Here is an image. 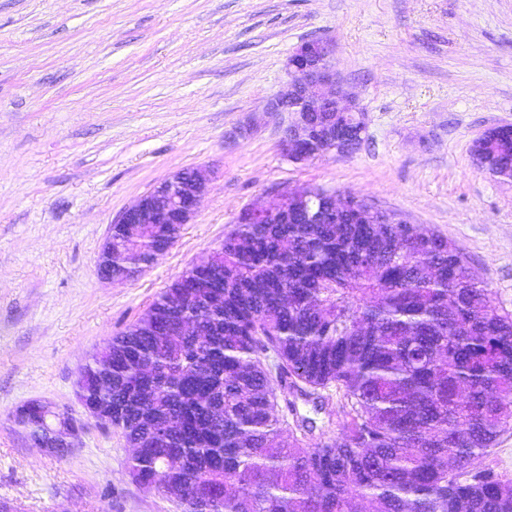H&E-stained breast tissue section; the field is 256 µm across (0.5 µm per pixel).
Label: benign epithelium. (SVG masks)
<instances>
[{
    "instance_id": "obj_1",
    "label": "benign epithelium",
    "mask_w": 512,
    "mask_h": 512,
    "mask_svg": "<svg viewBox=\"0 0 512 512\" xmlns=\"http://www.w3.org/2000/svg\"><path fill=\"white\" fill-rule=\"evenodd\" d=\"M332 46L321 39L307 41L288 57V81L269 103L272 112L289 113L284 131L283 146L286 158L301 163L316 153L334 150L338 155H351L364 139L351 138L343 133L345 115H356V122L367 125V115L357 97L343 91L331 66ZM324 112L326 118L317 128L310 115ZM207 176L199 170L180 171L146 192L116 220L118 224H187L194 216L198 202L207 188ZM302 195L300 191L277 193L276 202L257 200L244 208L239 217L281 224L288 220V203ZM45 412L53 419L48 431L61 439V447H45L52 453L69 452L74 447L79 423L56 412L45 404Z\"/></svg>"
}]
</instances>
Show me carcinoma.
Returning <instances> with one entry per match:
<instances>
[{
    "instance_id": "carcinoma-1",
    "label": "carcinoma",
    "mask_w": 512,
    "mask_h": 512,
    "mask_svg": "<svg viewBox=\"0 0 512 512\" xmlns=\"http://www.w3.org/2000/svg\"><path fill=\"white\" fill-rule=\"evenodd\" d=\"M476 160L512 179V135ZM320 193L286 224H235L92 355L78 400L111 414L132 478L182 512H512V479L479 468L512 427V313L442 235L316 224ZM180 230L113 225L112 276ZM331 387L346 425L306 448L283 428L288 390L320 409ZM18 412L51 440L42 402Z\"/></svg>"
}]
</instances>
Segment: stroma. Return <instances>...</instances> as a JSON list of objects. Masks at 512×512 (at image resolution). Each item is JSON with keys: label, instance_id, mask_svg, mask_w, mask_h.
Listing matches in <instances>:
<instances>
[{"label": "stroma", "instance_id": "35a3bbf8", "mask_svg": "<svg viewBox=\"0 0 512 512\" xmlns=\"http://www.w3.org/2000/svg\"><path fill=\"white\" fill-rule=\"evenodd\" d=\"M323 39L367 113L349 156L289 162L269 102ZM512 125V0H0V512H180L133 481L121 430L86 417L81 368L280 190L354 195L448 238L512 311V182L473 162ZM208 174L193 220L106 282L111 224L178 171ZM82 419L57 457L15 410Z\"/></svg>", "mask_w": 512, "mask_h": 512}]
</instances>
